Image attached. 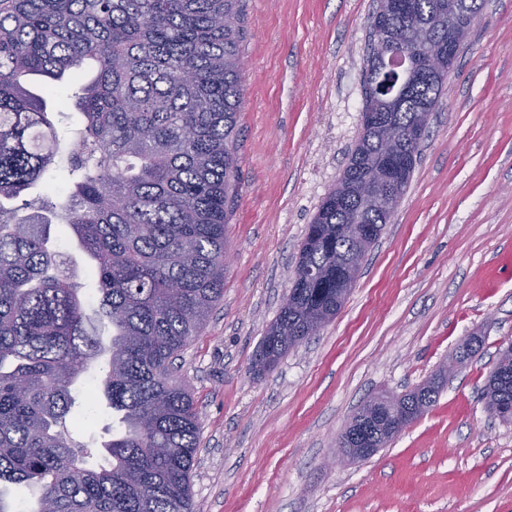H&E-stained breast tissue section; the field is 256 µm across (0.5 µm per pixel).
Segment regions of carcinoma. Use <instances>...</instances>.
Segmentation results:
<instances>
[{
	"label": "carcinoma",
	"instance_id": "1",
	"mask_svg": "<svg viewBox=\"0 0 512 512\" xmlns=\"http://www.w3.org/2000/svg\"><path fill=\"white\" fill-rule=\"evenodd\" d=\"M378 35L397 51L421 32L448 40V0H405ZM472 24L483 0H454ZM243 0H0V484L40 487L27 512H190L199 412L175 361L224 294V227L237 195V118L243 103ZM93 77L75 106L76 141L62 139L48 101L54 84ZM448 74L410 80L365 64L363 82L391 84V127L405 134L434 111ZM361 135L308 226L288 300L262 341L277 362L317 335L346 296L339 288L350 226L382 232L391 215L354 184L379 153ZM65 174L68 198H51ZM70 228L74 253L96 281L87 298L75 259L55 250ZM95 378L123 431L104 463L71 437L72 387ZM443 384L419 395L435 405ZM488 409L512 422V352H498L483 389Z\"/></svg>",
	"mask_w": 512,
	"mask_h": 512
}]
</instances>
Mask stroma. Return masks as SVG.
I'll list each match as a JSON object with an SVG mask.
<instances>
[{
	"instance_id": "35a3bbf8",
	"label": "stroma",
	"mask_w": 512,
	"mask_h": 512,
	"mask_svg": "<svg viewBox=\"0 0 512 512\" xmlns=\"http://www.w3.org/2000/svg\"><path fill=\"white\" fill-rule=\"evenodd\" d=\"M376 0H246L224 295L181 354L199 411L193 512H512V424L481 388L512 344V0H484L390 222L336 317L255 358L357 141ZM373 457L332 464L359 404L458 359Z\"/></svg>"
}]
</instances>
